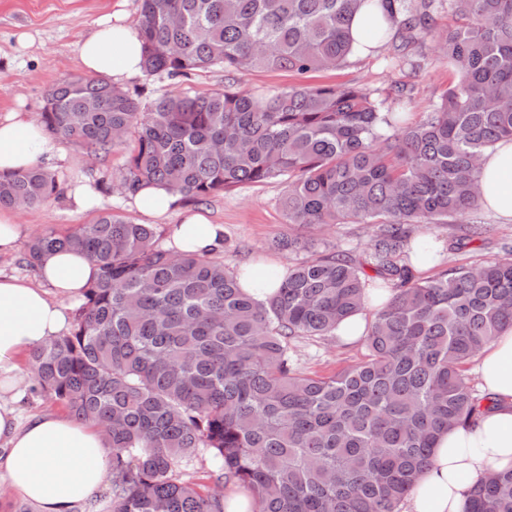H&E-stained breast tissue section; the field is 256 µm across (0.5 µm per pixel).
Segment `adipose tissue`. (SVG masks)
<instances>
[{
    "instance_id": "ef3b65f1",
    "label": "adipose tissue",
    "mask_w": 512,
    "mask_h": 512,
    "mask_svg": "<svg viewBox=\"0 0 512 512\" xmlns=\"http://www.w3.org/2000/svg\"><path fill=\"white\" fill-rule=\"evenodd\" d=\"M84 70L120 86L142 72V42L123 17L102 20L78 45ZM56 151L51 137L25 113L0 118V172L30 168ZM486 208L512 223V138L498 141L482 160ZM223 227L204 216L183 218L180 250L214 247ZM38 284L0 275V490L34 512H76L112 478V449L102 432L66 412L23 417L19 403L32 382L23 361L66 328L68 303L79 302L98 269L73 251L45 254ZM483 390L496 406L475 423L440 435L432 460L402 512H466L470 489L493 470L512 469V328L484 349L477 362Z\"/></svg>"
}]
</instances>
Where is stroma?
I'll return each mask as SVG.
<instances>
[{"label": "stroma", "instance_id": "stroma-1", "mask_svg": "<svg viewBox=\"0 0 512 512\" xmlns=\"http://www.w3.org/2000/svg\"><path fill=\"white\" fill-rule=\"evenodd\" d=\"M117 10L124 12L126 22L137 23L140 0H0V116L20 110L32 119H39L48 88L61 79L83 75L78 44L99 19ZM393 54L392 45H381L374 53L350 56L340 69L301 77L266 70L230 77L223 69L212 68L174 80L137 76L128 80L124 88L145 102L165 92L208 94L223 90L228 84L255 91L298 83L309 86L347 84L359 86L379 98L401 88L412 98L406 119L408 123H418L429 110L434 92L447 87L453 72L438 59L434 44L428 39L409 49V62L394 63ZM56 148L57 154L50 164L63 183L64 194L38 209L21 213L26 237L51 228L63 232L89 224L109 210L127 221L142 222V215L131 209L117 189L125 161L124 151L95 157L76 143L60 142ZM102 176L108 182L107 192L97 194L86 212L76 213L75 192L86 190L89 181ZM285 190V183L275 179L214 196L203 204L182 202L179 209L157 221V244L162 249L172 248L173 226L180 223L185 212H196L211 223L223 225L221 255L226 267L242 268L261 260L288 267L295 261V254L271 246L273 240L288 236L290 232L279 206ZM469 220L491 225L493 243L475 242L445 252L430 268L417 269L419 278L426 280L444 269L498 256L500 242H512V224L501 223L487 209L471 214ZM317 236L328 248L362 256L370 248L373 227L338 224L318 231ZM290 353L302 371L326 373L361 361L366 347L364 342L347 343L336 337L328 341L301 338L292 344Z\"/></svg>", "mask_w": 512, "mask_h": 512}]
</instances>
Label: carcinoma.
Returning a JSON list of instances; mask_svg holds the SVG:
<instances>
[{
  "instance_id": "carcinoma-1",
  "label": "carcinoma",
  "mask_w": 512,
  "mask_h": 512,
  "mask_svg": "<svg viewBox=\"0 0 512 512\" xmlns=\"http://www.w3.org/2000/svg\"><path fill=\"white\" fill-rule=\"evenodd\" d=\"M444 8L452 23L436 29ZM359 13L374 17L368 39L400 40L392 62L429 37L452 68L419 123L405 124L400 89L378 99L345 85L226 87L144 103L77 76L46 93L40 123L57 139L92 156L127 150V198L147 182L203 202L280 179L293 233L273 248L298 252L317 226H373L365 257L325 250L299 261L262 304L218 249H160L155 225L111 212L25 244L31 267L66 248L99 268L70 330L30 363L34 389L112 447V512H224L230 482L252 491L253 512H399L438 435L495 406L466 366L512 327V244L422 281L414 264L442 251L413 229L461 225L450 251L489 233L465 218L482 205L480 159L512 137V0H141L143 74L337 69L353 54ZM62 195L45 165L0 173V208ZM374 283L391 295L368 326L365 359L299 370L290 345L336 336ZM203 452L211 486L182 470ZM466 512H512V471L471 488Z\"/></svg>"
}]
</instances>
